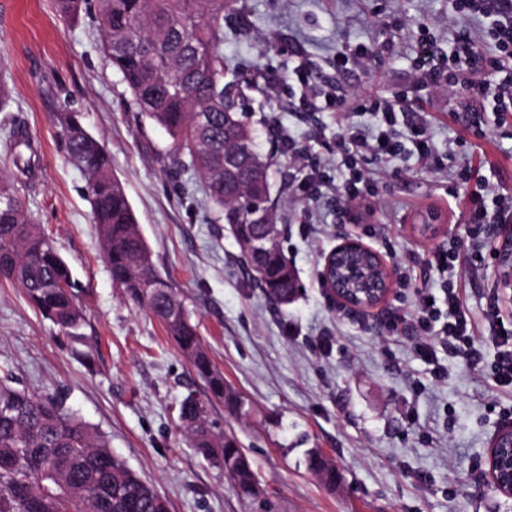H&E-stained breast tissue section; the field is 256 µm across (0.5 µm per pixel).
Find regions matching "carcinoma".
Listing matches in <instances>:
<instances>
[{
  "label": "carcinoma",
  "mask_w": 512,
  "mask_h": 512,
  "mask_svg": "<svg viewBox=\"0 0 512 512\" xmlns=\"http://www.w3.org/2000/svg\"><path fill=\"white\" fill-rule=\"evenodd\" d=\"M105 62L118 74L140 110L172 140L177 164L202 178L211 221L229 225L255 287L278 305L290 303L296 276L279 265L282 248L263 267L248 256L234 228L252 224L262 210L277 224L271 203V164L256 147L246 113L233 103L234 84L224 81V13L238 0H98ZM66 152L84 172L93 223L97 224L112 282L123 296L146 308L189 359L212 399L235 415L241 396L224 389L197 325L171 283L156 270L122 184L112 175L104 145L75 112L57 116ZM14 167L29 176L31 141L10 131ZM0 281L21 288L32 309L65 335L83 336L80 284L53 240L29 217L17 192L0 187ZM179 416L186 434L234 482L256 512H274L255 490L250 458L233 437L207 425L204 401L184 396ZM307 466L328 485L336 468L318 448ZM0 512H168L166 502L112 453L104 437L58 395L39 396L0 380Z\"/></svg>",
  "instance_id": "cac0c4a2"
}]
</instances>
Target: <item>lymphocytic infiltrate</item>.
<instances>
[{
	"label": "lymphocytic infiltrate",
	"mask_w": 512,
	"mask_h": 512,
	"mask_svg": "<svg viewBox=\"0 0 512 512\" xmlns=\"http://www.w3.org/2000/svg\"><path fill=\"white\" fill-rule=\"evenodd\" d=\"M450 21L479 15L491 19L492 35L499 46L497 55L485 57L475 50V38L466 27L460 26L448 44V68L431 74L433 88H444L463 104L470 114L469 129L479 138L485 137L484 115L487 110L497 113L512 112V0H449ZM291 82L301 88L299 103L305 111L347 112L355 108L351 99L335 87L316 80L307 65L289 71L287 77L270 75L263 80V89L276 94L282 82ZM493 98V107H486V98ZM360 111L373 115L368 126H350L336 137V155L344 167L335 176H327L317 157L302 159L307 175L300 180L303 200L316 204L325 195L336 199V218L344 220L348 209L366 206L372 186L368 160L390 163L405 154L416 155L432 171H440L439 159L428 126L416 118L404 94L389 98L368 99ZM466 167L458 166L452 172L450 197L463 208L468 226V254H460L457 244L433 251L426 264L435 270L440 281V292L428 287L413 290L414 308L411 319L389 317L385 327L397 334L412 330L420 340L414 346L416 355L431 367L436 380L447 377L438 352L446 350L464 359L469 365H479L484 353L476 347V331L484 329L496 349L491 380L496 388L512 392V322L502 320L500 296L490 291L486 299L483 323H476L464 306L463 275L479 276L489 266L485 251V237L489 226L512 223V195L484 184L468 189ZM442 295V303H435V295Z\"/></svg>",
	"instance_id": "f902f5d3"
}]
</instances>
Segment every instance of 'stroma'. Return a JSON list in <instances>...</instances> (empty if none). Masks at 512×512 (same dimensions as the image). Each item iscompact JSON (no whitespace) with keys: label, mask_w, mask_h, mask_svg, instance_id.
<instances>
[{"label":"stroma","mask_w":512,"mask_h":512,"mask_svg":"<svg viewBox=\"0 0 512 512\" xmlns=\"http://www.w3.org/2000/svg\"><path fill=\"white\" fill-rule=\"evenodd\" d=\"M430 23L440 54L457 26L495 54L481 33L485 20L448 19V0H238L224 21V59L253 85L245 100L262 152L273 166L271 199L281 245L295 270L296 299L277 307L248 279L224 225L210 223L202 183L181 170L166 132L142 116L124 83L105 63L96 0L78 19L60 15L56 0H0V184L17 189L30 216L54 239L82 285L81 341L62 335L29 306L21 290L0 283V375L37 394L59 393L113 453L164 498L169 512H251L223 470L193 448L179 420L187 392L208 398L189 360L146 309L129 303L110 277L98 228L85 196L84 173L58 140L56 117L78 113L112 156L157 270L179 290L226 383L245 399L230 414L210 401L209 421L234 436L253 462L262 490L278 512H512V499L486 483V453L503 427L500 407L512 393L494 388L488 364L472 366L446 353L444 381L416 356L412 333L387 335L388 316L410 315L412 300L393 288L377 308L361 312L322 288L321 256L350 233L377 250L393 281L410 277L437 287L422 257L466 238L461 211L446 202L448 179L415 157L397 168L372 163L375 204L337 222L328 200L313 212L320 233L309 236L304 202L292 184L302 171L271 130L290 131L297 150L330 157L345 126L369 124L367 112H294L290 89L270 97L264 76L286 75L303 50L319 81L360 98L404 91L423 117L440 157L471 145L461 158L500 191L512 194V116L471 138L458 104L429 91L415 72L420 24ZM361 44L378 58L350 71L336 68L339 50ZM18 123L36 150L33 177L18 178L3 129ZM384 222L383 237L372 226ZM493 255L481 278L466 280L465 299L482 320L486 297L512 269V227L485 240ZM321 448L338 473L326 487L305 452Z\"/></svg>","instance_id":"1"}]
</instances>
